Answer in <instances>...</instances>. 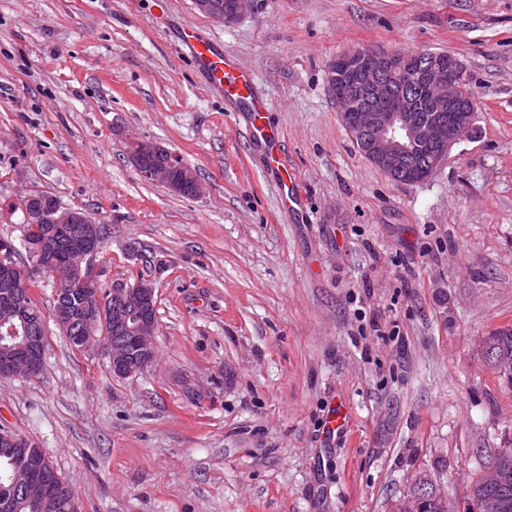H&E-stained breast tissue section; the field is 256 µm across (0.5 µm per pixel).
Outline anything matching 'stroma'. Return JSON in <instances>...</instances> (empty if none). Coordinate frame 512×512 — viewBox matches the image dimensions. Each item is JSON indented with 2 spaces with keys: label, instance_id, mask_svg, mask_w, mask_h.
Wrapping results in <instances>:
<instances>
[{
  "label": "stroma",
  "instance_id": "35a3bbf8",
  "mask_svg": "<svg viewBox=\"0 0 512 512\" xmlns=\"http://www.w3.org/2000/svg\"><path fill=\"white\" fill-rule=\"evenodd\" d=\"M185 20L254 73L297 210ZM357 48L461 63L473 131L428 178L394 181L343 124L326 67ZM131 133L203 194L143 180ZM30 191L104 226L102 289L156 288L141 373L73 350L42 279V373L0 379V429L78 512H394L421 489L460 508L512 448V387L481 352L512 327V0H253L229 24L192 0H0V237L21 239Z\"/></svg>",
  "mask_w": 512,
  "mask_h": 512
}]
</instances>
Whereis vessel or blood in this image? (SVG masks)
<instances>
[{"label": "vessel or blood", "mask_w": 512, "mask_h": 512, "mask_svg": "<svg viewBox=\"0 0 512 512\" xmlns=\"http://www.w3.org/2000/svg\"><path fill=\"white\" fill-rule=\"evenodd\" d=\"M180 41L188 49L209 86L235 111L244 113L252 140L266 150L270 170L280 172L282 163L275 149V136L267 125L263 102L257 93L252 71L239 64L216 43L200 37L193 22H184Z\"/></svg>", "instance_id": "obj_1"}]
</instances>
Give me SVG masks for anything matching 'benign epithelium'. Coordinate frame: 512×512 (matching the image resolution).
Listing matches in <instances>:
<instances>
[{"instance_id": "benign-epithelium-1", "label": "benign epithelium", "mask_w": 512, "mask_h": 512, "mask_svg": "<svg viewBox=\"0 0 512 512\" xmlns=\"http://www.w3.org/2000/svg\"><path fill=\"white\" fill-rule=\"evenodd\" d=\"M248 2L234 0L232 12L224 16L215 12L213 0H193V6L197 12L227 24L242 15ZM407 82L417 85V96L401 94L400 88ZM327 84L353 139L368 144L370 161L390 176L407 168L414 152L422 147L432 149L436 164H442L452 146L473 128L474 99L466 93L462 67L453 57L437 56L426 63L419 55L355 49L329 63ZM433 107L448 108V122L420 117V113ZM148 155L159 157V161L151 167L144 166L143 159ZM126 157L146 180L173 193H182L187 164L177 152L133 136L128 141ZM37 195L39 192L34 191L21 200L26 216L25 240L36 254L60 250L62 255L50 264L31 262L28 274L32 278L53 279L58 291L69 283L85 288L79 307L73 308L61 300L53 307L56 324L68 334L76 320L95 325L104 313V293L98 287L94 265L103 250L102 230L87 213L59 202L50 203L42 211L28 210L27 203ZM16 252L13 243L0 241V338L14 342L0 358V379L35 378L44 363L45 349H34L35 332L27 324L23 305L17 298L16 288L20 284L15 278ZM110 293L122 308V314L114 317L115 325L126 329L137 349L135 356L121 350L108 352L110 368L113 376L128 378L147 369L155 358L156 322L148 316L155 305V288L147 280L132 285L119 282ZM28 446L30 443L21 435L0 431L1 448ZM52 471V462L45 452L28 456L17 473L24 479L20 490L30 498L50 497Z\"/></svg>"}]
</instances>
